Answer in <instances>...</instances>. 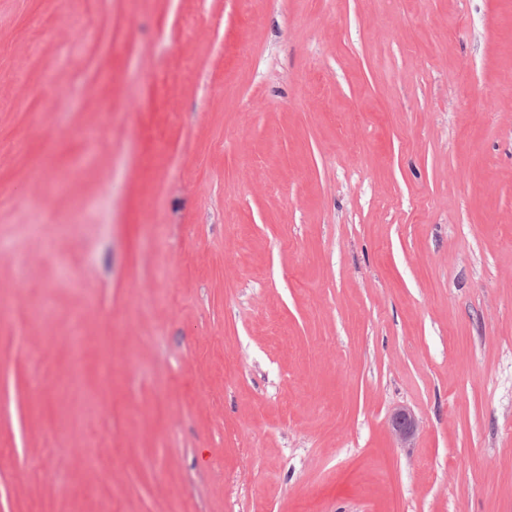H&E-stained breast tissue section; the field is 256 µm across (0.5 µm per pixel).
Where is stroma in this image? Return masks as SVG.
<instances>
[{
    "instance_id": "obj_1",
    "label": "stroma",
    "mask_w": 512,
    "mask_h": 512,
    "mask_svg": "<svg viewBox=\"0 0 512 512\" xmlns=\"http://www.w3.org/2000/svg\"><path fill=\"white\" fill-rule=\"evenodd\" d=\"M107 494L512 512V0H0V512ZM390 425L396 440L410 441L418 428V422L413 413L405 408L397 409L391 416Z\"/></svg>"
}]
</instances>
